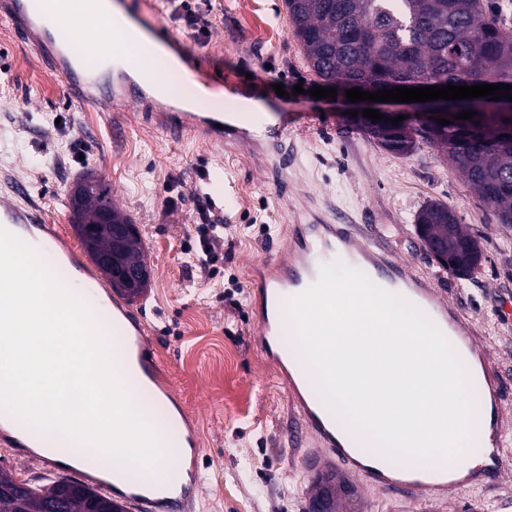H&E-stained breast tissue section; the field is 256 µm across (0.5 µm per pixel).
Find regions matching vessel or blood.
<instances>
[{
	"label": "vessel or blood",
	"instance_id": "obj_1",
	"mask_svg": "<svg viewBox=\"0 0 512 512\" xmlns=\"http://www.w3.org/2000/svg\"><path fill=\"white\" fill-rule=\"evenodd\" d=\"M100 2L80 0L89 22L94 25L111 22L112 40L121 44L126 36L124 26L120 20H109ZM65 10L64 0H57L51 8L45 0H0V20L9 24L23 43L41 52L48 70L61 78L75 106L95 102L105 106L130 103L146 111L160 131L173 137L195 135L208 146L227 142L252 145L264 139L281 141L283 131L279 126L254 128L243 125L235 112H187L155 97L152 89L159 83L189 77L203 79L202 70L188 57H181L179 71L163 74L142 70L139 59L126 53L121 55L119 67L106 73L96 71L93 64L76 60L69 52L63 29L55 22L57 14ZM0 227L23 239L37 252H44L48 246L47 219L35 206L0 203ZM340 252L358 260L375 285L402 296L424 312L463 353L466 370L482 375L483 384L476 397L478 418L485 431L503 434L507 419L512 416V401L504 394L500 366L489 348L478 346L474 321L429 278L392 257L379 240L362 234L358 225L301 224L284 248L256 267L255 275L269 305L259 320V341L288 377L289 398L299 415L302 431L315 436L322 452L352 470L365 486L407 502L423 505L436 499L454 501L461 492L475 486L485 491L499 487L506 468L505 460L499 457L492 458L477 472L452 479L447 466L440 462L410 470L391 459L380 460L357 452L351 431L310 385L294 358L281 355L283 324L274 313V306L312 286L319 278L321 267L334 263ZM63 254L71 276L83 280V296L93 298L92 311L101 326L112 329L110 341L118 371H130L138 384H158L160 371L139 332L136 315L113 297L104 284L87 276L73 250L64 249ZM0 442L13 448H56L64 444L63 438L47 432L31 437L18 429L14 416L7 413H0ZM166 444L170 460L162 481L133 483L121 490L109 478L102 477L95 481L98 490L122 495L135 512H187L195 486L182 480L180 468L187 456L198 455L197 436L189 427L177 437L167 438Z\"/></svg>",
	"mask_w": 512,
	"mask_h": 512
}]
</instances>
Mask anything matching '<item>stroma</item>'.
<instances>
[{"label": "stroma", "mask_w": 512, "mask_h": 512, "mask_svg": "<svg viewBox=\"0 0 512 512\" xmlns=\"http://www.w3.org/2000/svg\"><path fill=\"white\" fill-rule=\"evenodd\" d=\"M143 27L166 23L198 65L225 91L239 78L302 85L290 97L263 96L270 113L288 116L280 151L209 147L149 128L131 105L101 111L71 104L64 84L0 22V199L24 193L56 235L89 257L70 221L67 191L86 173L109 185L114 203L137 224L150 263L149 285L132 308L163 378L187 419L197 423L202 481L190 512H304L308 491L334 466L313 440L288 445L294 411L288 389L257 341L265 304L252 267L286 242L300 212L360 225L399 260L434 279L477 319L512 393V224L488 206L434 145L387 153L354 120L353 103L311 97L318 85L292 33L284 0H211L205 34L170 18L166 0H123ZM206 193L223 218L224 272L210 278L188 266L197 203L169 205L179 188ZM453 209L482 250L467 277L437 263L416 233L423 206ZM230 355L225 375L209 372ZM263 372H256V363ZM419 512H512V479L497 490L463 492Z\"/></svg>", "instance_id": "stroma-1"}]
</instances>
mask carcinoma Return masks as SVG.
<instances>
[{
  "mask_svg": "<svg viewBox=\"0 0 512 512\" xmlns=\"http://www.w3.org/2000/svg\"><path fill=\"white\" fill-rule=\"evenodd\" d=\"M285 6L310 70L338 90L376 92L413 82L512 85V33L485 18L480 0H285ZM464 110L474 118H454ZM448 119L425 141L441 148L500 223L512 224V115L488 111L473 98L454 101ZM365 131L395 154L406 155L417 145L415 136L398 127L369 125ZM78 185L84 194L69 198L72 224L95 225L103 210L115 224L133 223L98 177L89 174ZM417 228L426 248L443 247L452 271L468 274L477 267L480 245L447 205H425ZM80 240L92 257L108 245L99 229ZM121 262H147L140 234L124 243ZM351 491L349 481L330 472L311 484L309 500L322 498L324 512H359ZM51 501L61 502L63 512H129L68 478L31 485L20 500L0 495V512H47Z\"/></svg>",
  "mask_w": 512,
  "mask_h": 512,
  "instance_id": "obj_1",
  "label": "carcinoma"
}]
</instances>
